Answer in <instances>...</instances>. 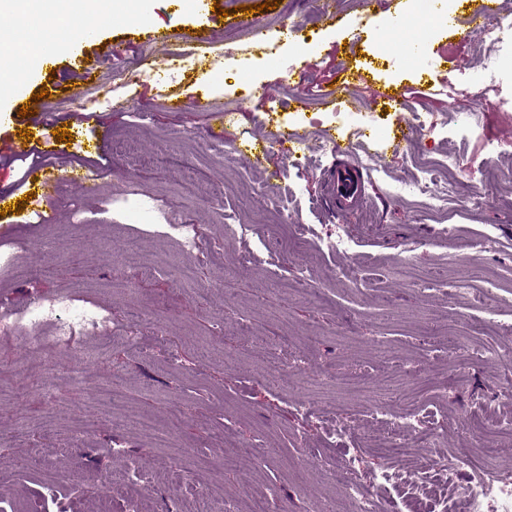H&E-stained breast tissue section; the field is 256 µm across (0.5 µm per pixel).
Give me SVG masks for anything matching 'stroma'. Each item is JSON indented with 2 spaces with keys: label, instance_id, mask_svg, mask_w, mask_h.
<instances>
[{
  "label": "stroma",
  "instance_id": "1",
  "mask_svg": "<svg viewBox=\"0 0 512 512\" xmlns=\"http://www.w3.org/2000/svg\"><path fill=\"white\" fill-rule=\"evenodd\" d=\"M210 2L220 12L198 14L189 0H107L91 75L75 56L74 21L53 34L63 43L54 66L16 65L0 87V103L16 111L0 140L31 131L60 177L55 222H35L31 200L0 217V314L64 297L109 316L67 346L53 341L50 321L0 331V498L49 512H220L228 502L249 512L264 493L283 512H352L342 482L350 459L368 480L385 459L362 439L381 433L380 414L407 408L435 412L438 451L512 466V446L487 437L512 426L502 398L512 376V138L503 136L512 108L501 105L512 61L500 80L482 78L492 43L468 36L465 23L481 0H455V27L426 44L425 59L442 61L436 73L376 55V34L411 0H333L346 20L336 28L313 16L311 0L273 10L264 0ZM290 23L307 43L277 57L256 47L251 26L274 35ZM155 28L181 35L154 43ZM199 29L215 33L223 62L205 60L167 87L130 81L141 60L198 53L183 34ZM309 56L310 69L292 72ZM345 66L362 81L344 84ZM260 85L270 98H249ZM172 88L184 100L178 112ZM373 89L399 107L373 106ZM476 104L477 137L454 122ZM340 105L347 121H330ZM421 115L434 123L421 149L460 160V194L439 210L389 194L417 175L392 139L402 119ZM59 127L70 141H57ZM287 130L314 142L334 134L352 153L297 161L271 145L258 162L241 159ZM367 152L380 171L354 210L338 212L336 173L361 170ZM91 168L102 173L93 193L63 179ZM478 189L486 199L474 207L468 194ZM226 222L254 233L227 241ZM176 224L196 227L191 255ZM339 231L349 251L319 249ZM486 233L496 248L474 249ZM413 242L415 278L402 265ZM472 268L493 273L495 310L453 294ZM126 413L149 430L122 425ZM130 457L143 465L135 483L124 475Z\"/></svg>",
  "mask_w": 512,
  "mask_h": 512
}]
</instances>
